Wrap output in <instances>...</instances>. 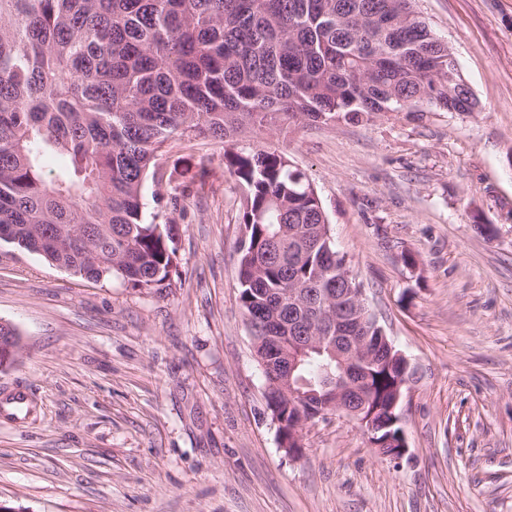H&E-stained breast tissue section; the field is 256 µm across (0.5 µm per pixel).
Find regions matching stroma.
I'll return each instance as SVG.
<instances>
[{
  "label": "stroma",
  "mask_w": 512,
  "mask_h": 512,
  "mask_svg": "<svg viewBox=\"0 0 512 512\" xmlns=\"http://www.w3.org/2000/svg\"><path fill=\"white\" fill-rule=\"evenodd\" d=\"M473 112H383L271 140L316 189L369 309L408 358L409 451L356 422L278 443L238 300L245 193L219 143H168V288L70 275L0 241V318L20 334L0 399V503L25 512H512V0H416ZM210 169L206 183L196 174ZM413 254L416 267L404 265Z\"/></svg>",
  "instance_id": "stroma-1"
}]
</instances>
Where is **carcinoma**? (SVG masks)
<instances>
[{
	"instance_id": "obj_1",
	"label": "carcinoma",
	"mask_w": 512,
	"mask_h": 512,
	"mask_svg": "<svg viewBox=\"0 0 512 512\" xmlns=\"http://www.w3.org/2000/svg\"><path fill=\"white\" fill-rule=\"evenodd\" d=\"M424 105L478 107L414 0H0V240L73 276L168 288L177 246L169 225L146 218L163 196L151 169L172 140L218 141L246 189L241 308L276 337L255 348L278 366L310 336L288 292L310 318L362 284L305 173L274 145L241 149L239 138ZM326 326L324 345L299 359L295 394L263 370L278 435L294 448L298 409L334 413V353L368 336L375 358L349 366L356 390L342 400L377 425L372 443L395 451L402 360L352 308Z\"/></svg>"
}]
</instances>
